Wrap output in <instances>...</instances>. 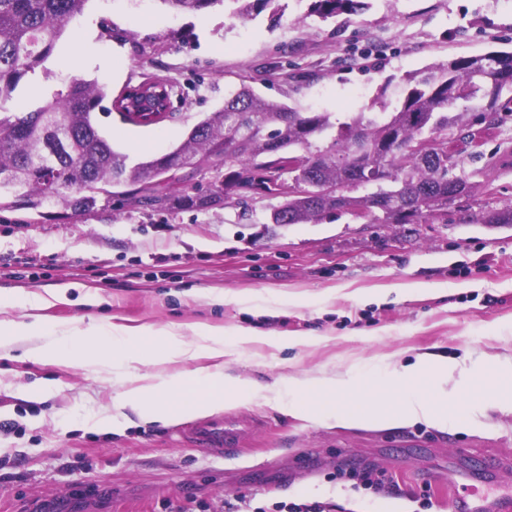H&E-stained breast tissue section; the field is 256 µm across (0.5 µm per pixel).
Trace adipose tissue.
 Wrapping results in <instances>:
<instances>
[{"instance_id":"1","label":"adipose tissue","mask_w":512,"mask_h":512,"mask_svg":"<svg viewBox=\"0 0 512 512\" xmlns=\"http://www.w3.org/2000/svg\"><path fill=\"white\" fill-rule=\"evenodd\" d=\"M68 289L60 286L41 293L0 292V347L23 345L21 360L33 364H66L65 349L86 352L85 368L95 377L105 375L124 380L123 390L112 398L109 407L85 418L91 431H117L130 415L146 423L199 417L226 407L267 404L280 407L301 418L325 427H400L422 422L447 429L451 425L473 424L485 409L495 407L512 413V383L483 393L481 398L465 399L462 385H449L456 369L447 358L427 354L409 364L386 365L378 385L361 395L357 374L348 372L331 377L289 379L288 383H261L225 375L222 360L232 350L260 342L277 348L313 344L310 336H274L249 328L233 333L225 343L221 326L199 324L192 336L180 327H146L144 335L156 337L163 347L162 362L190 361L207 355L210 365L188 373L152 375L139 373L145 350L138 338L120 326H103L97 321L63 322L44 326L40 317L14 318L17 309L37 310L65 300ZM431 377L436 386L426 395L418 385ZM398 393L397 403H384L385 395Z\"/></svg>"}]
</instances>
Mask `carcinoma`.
I'll use <instances>...</instances> for the list:
<instances>
[{"instance_id":"carcinoma-1","label":"carcinoma","mask_w":512,"mask_h":512,"mask_svg":"<svg viewBox=\"0 0 512 512\" xmlns=\"http://www.w3.org/2000/svg\"><path fill=\"white\" fill-rule=\"evenodd\" d=\"M88 0H0V211L37 210L49 200L76 212L93 210V192L127 186L121 193L148 211L207 210L230 200L274 195L273 170H286L295 184L270 216L273 224H316L342 213L378 224H419L448 214V207L482 188L456 174L458 163L441 136L458 124V111L476 112L487 125L512 109V52L489 51L436 64L424 73H408L403 102L390 112H355L332 122L327 112H299L265 99L252 86L240 87L224 105L190 130L174 150L128 165L94 122L93 112L106 97L105 86L71 78L44 105L21 114L10 111L25 77L52 55L66 24ZM188 12L224 0H161ZM234 16L246 19L275 0H233ZM366 0H311L310 12L323 19L359 14ZM161 89L156 111L175 83L155 76L141 82ZM336 129L328 145L315 141ZM302 150L297 155L295 151ZM225 168L224 178L206 187L168 192L171 180L185 181L197 167ZM358 184L376 186L365 196L348 191ZM82 189L89 194L74 196Z\"/></svg>"}]
</instances>
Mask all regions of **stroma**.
<instances>
[{"instance_id": "35a3bbf8", "label": "stroma", "mask_w": 512, "mask_h": 512, "mask_svg": "<svg viewBox=\"0 0 512 512\" xmlns=\"http://www.w3.org/2000/svg\"><path fill=\"white\" fill-rule=\"evenodd\" d=\"M360 15L328 21L310 0H276L239 20L232 4L177 14L162 0H88L51 57L16 91L20 110L50 99L75 75L105 84L110 96L95 125L129 164L170 152L241 80L300 112H377L405 96L403 77L460 56L512 51V0H367ZM108 69L78 64L87 46ZM183 91L172 115L148 127L125 123L112 99L145 74ZM473 138L448 129L443 144L460 174L486 183L447 216L422 224H372L342 214L317 224L270 223L283 199L266 196L203 211L146 212L100 198L93 212L61 204L0 221V290L68 286V301L41 310L49 323L97 318L131 330L179 324L251 327L284 336L319 335L287 350L244 346L224 371L270 383L354 370L364 385L387 361L422 354L457 360L472 393L512 366V224L482 216L512 204V114L475 123ZM445 283L397 301L393 284ZM102 302L81 304L85 289ZM223 293V303L210 293ZM277 299L274 313L244 312L240 298ZM54 379L48 398L28 395ZM118 386L80 365L0 359V512H448L469 490L468 467L512 460V413L487 410L478 425L380 429L321 427L268 405L227 408L241 447L217 457L193 448L191 422L136 423L120 433L83 428ZM392 478L394 494L361 484Z\"/></svg>"}]
</instances>
